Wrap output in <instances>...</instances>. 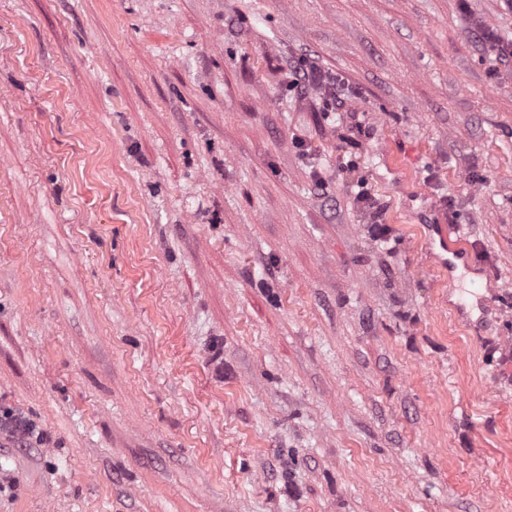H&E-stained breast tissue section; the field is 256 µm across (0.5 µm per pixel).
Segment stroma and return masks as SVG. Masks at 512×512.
Returning <instances> with one entry per match:
<instances>
[{"mask_svg": "<svg viewBox=\"0 0 512 512\" xmlns=\"http://www.w3.org/2000/svg\"><path fill=\"white\" fill-rule=\"evenodd\" d=\"M474 17L512 39L502 0H0V405L47 434L0 440V512H512Z\"/></svg>", "mask_w": 512, "mask_h": 512, "instance_id": "obj_1", "label": "stroma"}]
</instances>
